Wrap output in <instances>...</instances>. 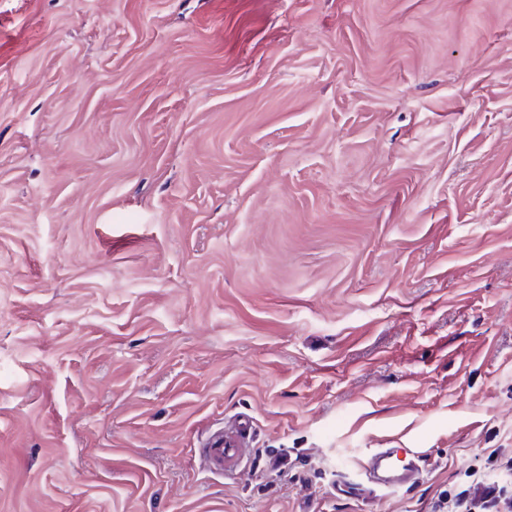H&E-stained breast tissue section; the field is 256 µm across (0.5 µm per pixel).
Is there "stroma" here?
<instances>
[{
  "instance_id": "obj_1",
  "label": "stroma",
  "mask_w": 512,
  "mask_h": 512,
  "mask_svg": "<svg viewBox=\"0 0 512 512\" xmlns=\"http://www.w3.org/2000/svg\"><path fill=\"white\" fill-rule=\"evenodd\" d=\"M378 448L418 480L345 492ZM510 458L512 0H0V512H433ZM253 422L248 415L224 421V425L210 429L196 448L202 468L214 476H228L236 470L253 437Z\"/></svg>"
}]
</instances>
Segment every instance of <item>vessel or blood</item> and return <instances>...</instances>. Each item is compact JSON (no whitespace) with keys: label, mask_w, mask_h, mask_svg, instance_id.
<instances>
[{"label":"vessel or blood","mask_w":512,"mask_h":512,"mask_svg":"<svg viewBox=\"0 0 512 512\" xmlns=\"http://www.w3.org/2000/svg\"><path fill=\"white\" fill-rule=\"evenodd\" d=\"M252 437L253 422L245 414L226 420L223 426L209 430L196 450L202 468L220 477L233 474L246 448L250 447ZM398 455V449L380 448L367 462L369 469L381 475L383 485L390 489L409 483L413 477L412 469L393 466L392 461Z\"/></svg>","instance_id":"1"}]
</instances>
